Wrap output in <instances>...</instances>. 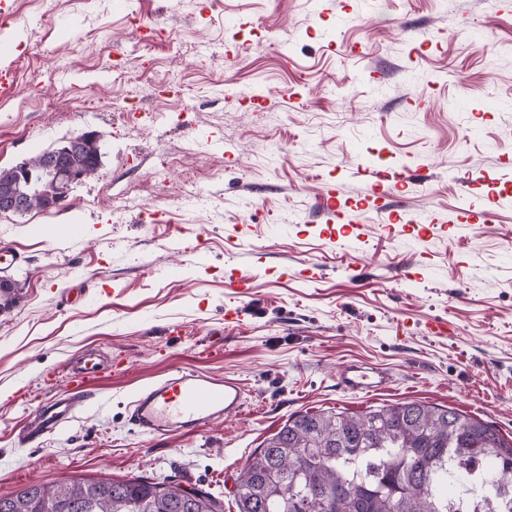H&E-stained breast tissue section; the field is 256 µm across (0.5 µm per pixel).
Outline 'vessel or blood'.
<instances>
[{
  "instance_id": "1",
  "label": "vessel or blood",
  "mask_w": 512,
  "mask_h": 512,
  "mask_svg": "<svg viewBox=\"0 0 512 512\" xmlns=\"http://www.w3.org/2000/svg\"><path fill=\"white\" fill-rule=\"evenodd\" d=\"M345 176L360 183L357 206L365 210L370 203L404 188L411 170L406 165L390 170L363 158L356 160ZM342 197L341 185L325 184L316 206L329 215H339ZM385 383V377H371L355 364L345 365L340 373L342 388L351 394H368ZM78 406L79 400L74 396L41 403L38 419L27 426L28 436L35 438L62 430L74 419ZM243 406L244 391L238 380L175 370L136 392L128 403V415L138 433L167 436L197 431L207 422L241 412Z\"/></svg>"
}]
</instances>
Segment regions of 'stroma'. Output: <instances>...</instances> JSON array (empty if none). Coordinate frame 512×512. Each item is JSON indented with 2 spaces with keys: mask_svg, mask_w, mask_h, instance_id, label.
<instances>
[{
  "mask_svg": "<svg viewBox=\"0 0 512 512\" xmlns=\"http://www.w3.org/2000/svg\"><path fill=\"white\" fill-rule=\"evenodd\" d=\"M7 3L0 168L91 130L102 167L64 208L0 215L18 257L0 277L21 286L0 316L1 495L168 478L237 512L242 465L305 412L416 401L512 438V207L449 221L463 197L484 208L512 160V0ZM361 155L420 171L379 222L326 220L324 182ZM402 209L414 223L389 220ZM351 221L361 238L342 236ZM238 270L244 295L227 286ZM90 349L107 369L75 420L19 440ZM352 362L391 380L346 393ZM180 368L241 380V414L135 432L130 397Z\"/></svg>",
  "mask_w": 512,
  "mask_h": 512,
  "instance_id": "1",
  "label": "stroma"
}]
</instances>
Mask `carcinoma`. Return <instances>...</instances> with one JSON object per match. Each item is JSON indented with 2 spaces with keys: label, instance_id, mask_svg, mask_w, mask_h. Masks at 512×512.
Returning a JSON list of instances; mask_svg holds the SVG:
<instances>
[{
  "label": "carcinoma",
  "instance_id": "carcinoma-1",
  "mask_svg": "<svg viewBox=\"0 0 512 512\" xmlns=\"http://www.w3.org/2000/svg\"><path fill=\"white\" fill-rule=\"evenodd\" d=\"M100 141L80 161L86 176L101 162ZM68 161L50 176L41 156L29 158L26 182L37 190L61 182ZM20 300L19 289L0 282V314ZM512 472V442L498 430L444 406L407 402L362 416L308 412L289 419L237 474V512H337L352 499L354 512H480L492 504L512 512V486L496 492L490 474ZM0 512H224L206 491L187 497L169 479L115 481L100 477L33 484L0 495Z\"/></svg>",
  "mask_w": 512,
  "mask_h": 512
}]
</instances>
